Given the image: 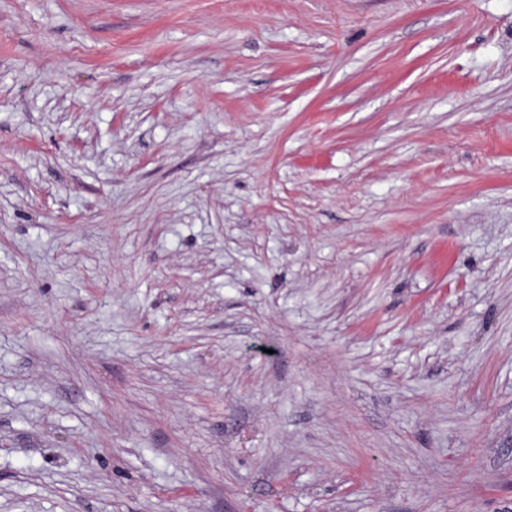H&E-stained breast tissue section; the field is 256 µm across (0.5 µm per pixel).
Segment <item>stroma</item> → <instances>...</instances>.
<instances>
[{
  "label": "stroma",
  "mask_w": 512,
  "mask_h": 512,
  "mask_svg": "<svg viewBox=\"0 0 512 512\" xmlns=\"http://www.w3.org/2000/svg\"><path fill=\"white\" fill-rule=\"evenodd\" d=\"M0 512H512V0H0Z\"/></svg>",
  "instance_id": "35a3bbf8"
}]
</instances>
